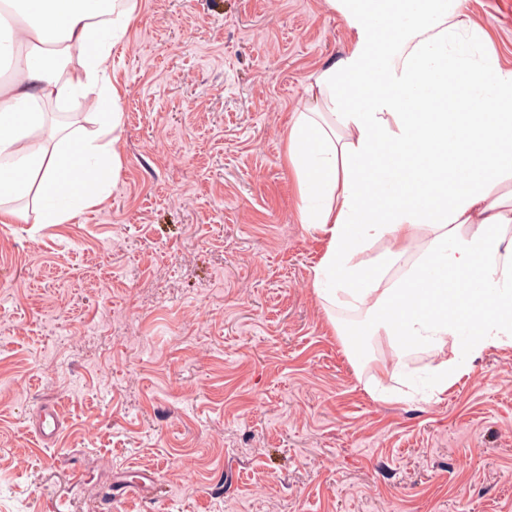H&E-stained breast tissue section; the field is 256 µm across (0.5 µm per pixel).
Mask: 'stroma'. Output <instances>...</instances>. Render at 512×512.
<instances>
[{
    "instance_id": "1",
    "label": "stroma",
    "mask_w": 512,
    "mask_h": 512,
    "mask_svg": "<svg viewBox=\"0 0 512 512\" xmlns=\"http://www.w3.org/2000/svg\"><path fill=\"white\" fill-rule=\"evenodd\" d=\"M137 2L109 196L0 224V512H512V347L423 400L430 356L362 336L349 358L311 288L323 243L286 143L349 52L344 17ZM461 9L512 67V0ZM379 378L402 397L373 398Z\"/></svg>"
}]
</instances>
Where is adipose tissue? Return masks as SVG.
<instances>
[{
    "label": "adipose tissue",
    "mask_w": 512,
    "mask_h": 512,
    "mask_svg": "<svg viewBox=\"0 0 512 512\" xmlns=\"http://www.w3.org/2000/svg\"><path fill=\"white\" fill-rule=\"evenodd\" d=\"M8 2L20 22L0 33V60L14 70L0 87V223L66 224L121 169L112 51L137 0ZM329 2L352 48L308 85L287 137L299 219L324 242L311 283L326 313L364 308L338 335L437 357L435 398L485 350L512 346V67L460 0ZM102 101L111 109L95 129L47 139L49 107ZM414 245L415 261L390 280Z\"/></svg>",
    "instance_id": "obj_1"
}]
</instances>
